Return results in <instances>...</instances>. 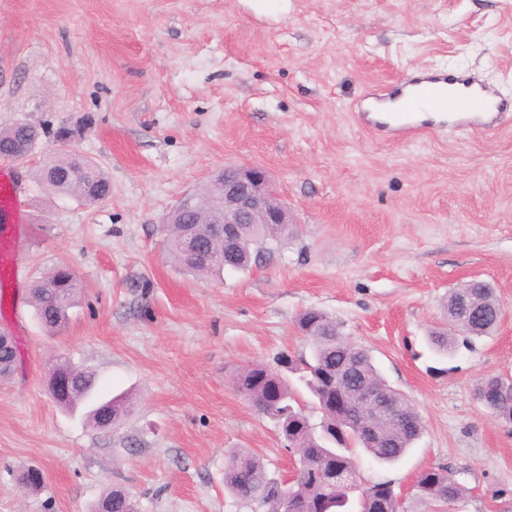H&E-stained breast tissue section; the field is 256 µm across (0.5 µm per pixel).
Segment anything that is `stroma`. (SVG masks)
Instances as JSON below:
<instances>
[{
  "label": "stroma",
  "instance_id": "35a3bbf8",
  "mask_svg": "<svg viewBox=\"0 0 512 512\" xmlns=\"http://www.w3.org/2000/svg\"><path fill=\"white\" fill-rule=\"evenodd\" d=\"M473 70L512 99V0H0V126L76 132L112 196L87 206L21 186L17 274L0 301L15 371L0 378V512H92L112 488L138 512H246L224 490L234 448L286 475L278 430L232 387L255 363L307 352L295 319L320 310L369 349L425 431L396 464L363 462L405 512L410 487L445 466L457 512H512V425L474 396L512 376V112L488 131L383 137L356 103L409 74ZM264 167L295 233L245 271L203 277L170 254L162 221L229 164ZM81 288L46 333L29 287L59 264ZM494 285L505 318L453 357L430 331L451 289ZM125 397L99 429L46 391L57 357ZM37 467L41 489L17 481Z\"/></svg>",
  "mask_w": 512,
  "mask_h": 512
}]
</instances>
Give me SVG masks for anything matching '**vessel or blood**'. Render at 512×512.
<instances>
[{
	"instance_id": "obj_1",
	"label": "vessel or blood",
	"mask_w": 512,
	"mask_h": 512,
	"mask_svg": "<svg viewBox=\"0 0 512 512\" xmlns=\"http://www.w3.org/2000/svg\"><path fill=\"white\" fill-rule=\"evenodd\" d=\"M399 88L400 112L390 121L375 118L374 127L414 134L426 128L425 122L418 119L419 113L432 111L447 114L454 125L489 130L512 109L511 102L474 72L409 75Z\"/></svg>"
}]
</instances>
